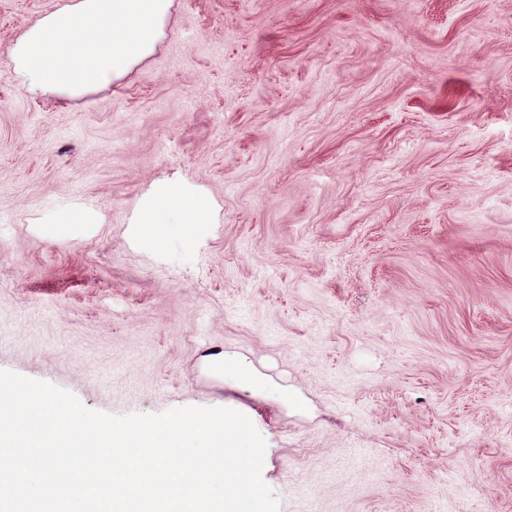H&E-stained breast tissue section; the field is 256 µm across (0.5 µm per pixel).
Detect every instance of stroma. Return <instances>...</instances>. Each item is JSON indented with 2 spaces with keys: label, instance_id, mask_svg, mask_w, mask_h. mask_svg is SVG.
<instances>
[{
  "label": "stroma",
  "instance_id": "35a3bbf8",
  "mask_svg": "<svg viewBox=\"0 0 512 512\" xmlns=\"http://www.w3.org/2000/svg\"><path fill=\"white\" fill-rule=\"evenodd\" d=\"M60 2L0 0V370L243 413L279 512H512V0H174L77 100L7 56ZM159 181L203 236L142 241ZM142 224H169L174 217L180 224H187L190 235L198 234L200 225L211 224V204L209 200L191 189L160 182L152 193L141 203ZM67 224H47L43 225L42 232L49 238H58L64 236H80L90 230L91 225L95 224V215L93 212H79L71 215ZM241 362L230 357H224V377H231L237 383H242L245 389H259L264 385V379L256 373L245 374Z\"/></svg>",
  "mask_w": 512,
  "mask_h": 512
}]
</instances>
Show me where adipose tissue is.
Returning <instances> with one entry per match:
<instances>
[{
  "mask_svg": "<svg viewBox=\"0 0 512 512\" xmlns=\"http://www.w3.org/2000/svg\"><path fill=\"white\" fill-rule=\"evenodd\" d=\"M174 0H63L39 17L9 47L24 89L76 99L121 80L146 61L165 36ZM143 221L177 219L198 234L211 219L209 200L161 182L141 203Z\"/></svg>",
  "mask_w": 512,
  "mask_h": 512,
  "instance_id": "ef3b65f1",
  "label": "adipose tissue"
}]
</instances>
